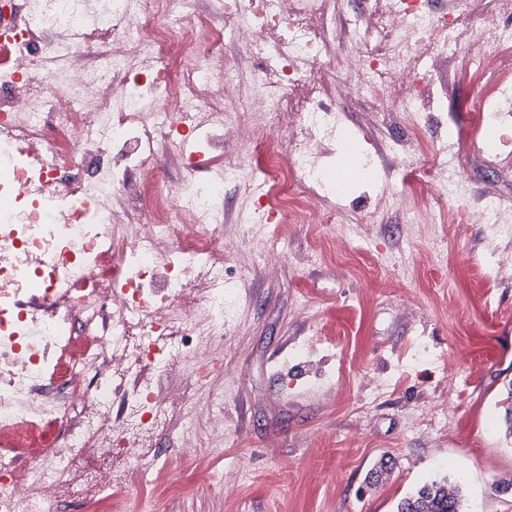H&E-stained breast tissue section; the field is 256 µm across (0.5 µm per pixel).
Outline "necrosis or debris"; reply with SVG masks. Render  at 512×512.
<instances>
[{
  "label": "necrosis or debris",
  "mask_w": 512,
  "mask_h": 512,
  "mask_svg": "<svg viewBox=\"0 0 512 512\" xmlns=\"http://www.w3.org/2000/svg\"><path fill=\"white\" fill-rule=\"evenodd\" d=\"M107 0V23H85L86 0H0V432L54 420L58 447L23 459L0 450V512H48L97 491L129 512L114 471L148 434L194 445L203 421L224 445V337L236 318L225 182L243 199L238 224L263 259L275 224H332L347 181L322 159L346 136L342 100L399 112L411 128L441 111L431 74L455 58L459 18L483 22L467 62L488 82L475 98L499 137L484 150L512 170V0ZM255 65L242 71L241 57ZM353 70L327 91L322 64ZM209 125L221 182L198 185L185 139ZM54 128L67 141L58 146ZM269 136L285 191L263 186L246 147ZM424 175L436 199L465 207V171L446 146ZM186 172L157 179L173 158ZM144 207L130 212L129 195ZM118 271L106 278L100 259ZM95 347L73 360L60 394L42 391L73 332ZM181 367L204 402L172 416L154 375ZM120 411H113V404ZM94 468L76 476L77 460Z\"/></svg>",
  "instance_id": "4bbe7bcc"
}]
</instances>
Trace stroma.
I'll use <instances>...</instances> for the list:
<instances>
[{"label": "stroma", "instance_id": "stroma-1", "mask_svg": "<svg viewBox=\"0 0 512 512\" xmlns=\"http://www.w3.org/2000/svg\"><path fill=\"white\" fill-rule=\"evenodd\" d=\"M469 42L432 79L440 118L476 206L512 202V177L474 154L485 137L472 106L480 80ZM350 144L382 153L395 126L358 97L342 116ZM439 224H410L395 203L373 205L386 181ZM347 231L283 224L264 262L242 245L233 269L242 311L224 338V453L157 433L122 462L131 502L156 512H396L425 481L464 475L466 512H512V239H492L426 184L392 180L387 164L338 203ZM372 211L361 223V210ZM166 469L142 483L139 457ZM249 480L234 477L237 468Z\"/></svg>", "mask_w": 512, "mask_h": 512}]
</instances>
